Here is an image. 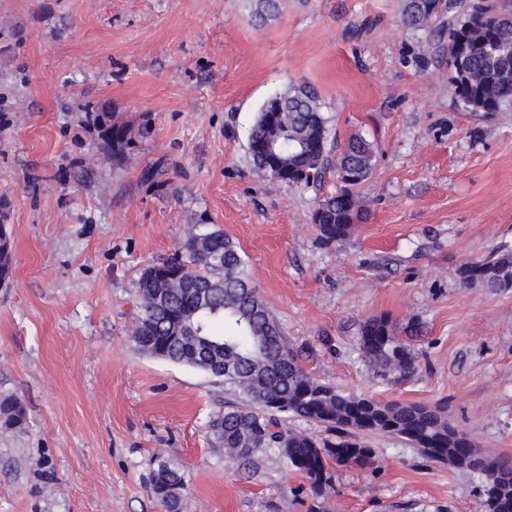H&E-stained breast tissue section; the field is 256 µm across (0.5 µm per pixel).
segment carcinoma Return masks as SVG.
Segmentation results:
<instances>
[{"instance_id": "obj_1", "label": "carcinoma", "mask_w": 512, "mask_h": 512, "mask_svg": "<svg viewBox=\"0 0 512 512\" xmlns=\"http://www.w3.org/2000/svg\"><path fill=\"white\" fill-rule=\"evenodd\" d=\"M437 0H408L404 21L428 26ZM448 84L470 112L512 109V0H447ZM117 157L130 145L129 129L107 125ZM328 118L317 93L291 87L260 106L248 134L253 165L272 173L263 152L272 144L282 168L307 184L333 167L342 188L319 203L312 216L321 240L341 241L351 232L352 216L364 219L355 188L373 172L375 144L361 135L348 138L338 158L330 156ZM11 233L0 222V278L11 266ZM463 284L498 292L512 288V249L503 248L459 269ZM140 314L131 341L150 356L199 369L238 391L244 402L227 401L211 420L215 443L237 460L273 449L288 467L304 474L320 490L328 482V460L338 466L373 465L374 449L365 438L388 434L401 438L432 462L483 474L485 512H512V459H491L467 434L448 424L445 410L424 404L381 403L343 394L311 377L299 364L281 327L262 301L238 246L206 224L194 226L170 260L143 269L139 281ZM361 351L383 377L407 376L415 360L386 318L366 321ZM321 424L330 436L282 427L281 415ZM26 409L18 395L0 392V429L24 425ZM152 492L162 512H182L184 477L167 467L152 477Z\"/></svg>"}]
</instances>
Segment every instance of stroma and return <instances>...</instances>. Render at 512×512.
I'll use <instances>...</instances> for the list:
<instances>
[{
    "mask_svg": "<svg viewBox=\"0 0 512 512\" xmlns=\"http://www.w3.org/2000/svg\"><path fill=\"white\" fill-rule=\"evenodd\" d=\"M0 0V390L24 426L0 431V512H161L162 466L182 512H483L484 476L368 436L372 466L309 481L269 450L240 464L209 424L235 392L136 350L144 268L197 224L241 249L302 367L383 403L443 407L512 458V289L459 268L512 249V109L471 112L448 84L436 26L405 0ZM317 92L333 151L378 147L357 189L362 223L324 244L312 216L334 171L293 185L256 169L247 132L264 100ZM135 135L112 155L95 117ZM386 318L415 371L376 376L361 328ZM437 0H409L404 14V21L413 28H422L428 26L433 19L434 4ZM151 487L162 511H182L186 483L180 473L161 467L153 474Z\"/></svg>",
    "mask_w": 512,
    "mask_h": 512,
    "instance_id": "1",
    "label": "stroma"
}]
</instances>
